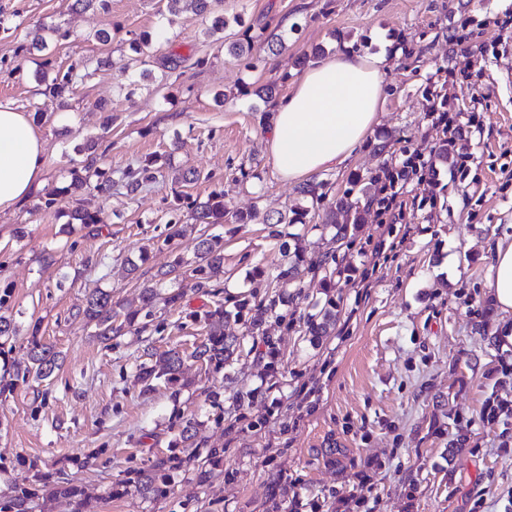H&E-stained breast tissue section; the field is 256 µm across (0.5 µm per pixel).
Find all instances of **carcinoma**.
I'll return each mask as SVG.
<instances>
[{
	"label": "carcinoma",
	"instance_id": "obj_1",
	"mask_svg": "<svg viewBox=\"0 0 512 512\" xmlns=\"http://www.w3.org/2000/svg\"><path fill=\"white\" fill-rule=\"evenodd\" d=\"M187 7L196 14L208 18L210 25L206 35L209 37L219 36L224 39V30L228 27V20L220 8L219 0H166L167 11L173 13L180 7ZM41 29L44 35L35 42V48L39 51L46 49L49 45L60 40H67L71 33L62 28L59 24H43ZM169 41L168 32L159 26L151 31H143L134 34L129 39L130 49L136 54L133 58L135 64L144 65L153 57L155 46ZM90 67L89 60L78 61L70 64L61 72H56L52 79H47L46 74H40L41 81L45 84V92L58 101L59 108H69V99L77 84L88 76ZM82 152L86 158L81 166L70 170L69 184L48 193L41 199L40 207L45 210L52 209L56 204V196L60 194H73L82 189L83 186L95 183L100 191L112 189L111 173L102 169L99 165L101 155L97 154V146L94 143L87 144ZM169 169L173 172L174 180L177 182H190L200 179L201 173L196 170L182 171L174 167L171 157L155 155L137 167H129L122 172L120 181L124 183L127 191L134 193L141 187L156 181L163 175V171ZM190 219L196 224L210 226L214 224H249L256 213H234L228 214L224 209V190H214L202 200L194 199L187 204ZM310 207L302 204L279 214L276 219L278 224H307ZM70 224H102L103 217L98 213L89 212L81 207H75L69 212ZM364 223L363 210L356 203L344 196L335 200L325 215L324 226L335 229L333 240L341 243L348 236L358 231ZM284 263L281 266L276 280L283 285H293L306 270L305 260L299 246H283ZM190 268L192 277L195 279L194 287L204 288L213 280L220 279L224 275V238L219 234H206L200 236L195 258L186 259L182 254L175 253L169 264L165 275L177 277L185 274V268ZM185 296L182 288H164L158 285H146L139 294V304L135 307L114 308L110 292L94 288L86 297V305L83 309L84 317L94 323L96 335L104 340H110L114 336L121 335L125 330L131 329L139 324L143 317L151 316L153 308L158 304L166 307L180 305ZM290 295L285 292H276L260 300H252L248 297L238 301L234 309L227 310L224 303L217 302L213 307L201 314H194V319L204 323L206 336L190 354H185L175 348H170L159 354L155 364H143L139 368L138 377L144 385L145 390L152 391L157 383L163 381L169 385H176L180 382V369L186 357H191L208 366L218 370L224 366L232 357L237 348L241 346L240 340L236 337L224 335V323L234 320L245 326L248 335L258 336L262 334V328L267 319L274 317L283 320L284 315L278 313L282 306L288 305ZM331 308L322 312L310 315L304 321L305 334L317 340L330 333L332 325L336 322V313ZM39 326L32 328L29 339V358L31 367L28 373L34 375L38 380L49 378L59 368V353L54 347L41 340L38 336ZM199 423L187 422L179 435V444L184 448L198 447ZM184 459L178 456H170L160 459L153 465L151 471H138L136 478L130 481L135 490L152 492L155 490L157 473L166 470L179 468ZM55 494L70 500L77 501L84 512H92V504L84 489L78 485L71 484L55 489ZM36 490L28 487H18L13 495L14 512H29L28 505Z\"/></svg>",
	"mask_w": 512,
	"mask_h": 512
}]
</instances>
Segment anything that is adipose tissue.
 Segmentation results:
<instances>
[{
	"instance_id": "adipose-tissue-1",
	"label": "adipose tissue",
	"mask_w": 512,
	"mask_h": 512,
	"mask_svg": "<svg viewBox=\"0 0 512 512\" xmlns=\"http://www.w3.org/2000/svg\"><path fill=\"white\" fill-rule=\"evenodd\" d=\"M383 58L340 51L310 68L271 112L269 147L282 179L304 181L341 165L372 133L383 93ZM45 152L31 113L0 102V213L43 186ZM487 286L512 314V243L498 244Z\"/></svg>"
}]
</instances>
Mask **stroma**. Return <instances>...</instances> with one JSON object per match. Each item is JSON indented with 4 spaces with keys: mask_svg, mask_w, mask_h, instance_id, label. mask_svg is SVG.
Here are the masks:
<instances>
[{
    "mask_svg": "<svg viewBox=\"0 0 512 512\" xmlns=\"http://www.w3.org/2000/svg\"><path fill=\"white\" fill-rule=\"evenodd\" d=\"M223 8L225 37L250 32L252 54H229L206 36L207 19L169 16L164 0H110L106 14L71 12L68 0H0L12 16L11 30L0 29V102L43 115L44 191L68 184L84 159L77 148L90 140L109 171L159 154L201 173L134 193L89 187L47 211L36 195L0 214V290L10 291L4 314L16 329L0 344L10 367L0 391V512H12L11 486L37 480L81 485L95 512H364L349 497L363 478L373 512H512V417L483 416L489 397L512 403V344L500 340L512 316L486 286L497 244L512 241V0H223ZM51 22L70 39L33 50L37 26ZM164 23L172 41L155 57L181 58L177 77L161 91L150 77L128 89L131 32ZM105 27L112 38L102 44L94 35ZM272 33L286 39L281 54L267 51ZM318 44L329 55L387 59L373 133L345 164L315 177L327 200L347 195L366 212L336 253L341 275L329 288L306 275L286 321L268 319L265 340L230 323L240 356L218 370L187 362L190 385L180 394L144 390L137 372L146 350L192 351L206 331L190 315L215 296L184 277L180 307H157L145 331L103 342L79 312L86 292L102 288L123 303L160 279L173 252L193 257L200 225L169 236L175 194L203 199L220 187L232 213L296 204L297 183L275 172L256 90L274 84L287 96L301 77L296 59ZM45 56L55 69L93 61L68 111L42 93L36 63ZM202 57L206 65L196 66ZM433 102L447 123L428 112ZM447 139L455 165L435 184L414 176L401 218L351 182L411 157L431 161ZM78 202L103 223H68ZM323 217L318 205L306 226L221 227L218 297L231 305L264 296L290 236H300L306 259L320 258L333 234ZM147 244L148 263L130 273ZM331 303L336 326L312 341L304 321ZM34 329L61 354L45 380L22 375ZM190 420L203 439L193 452L176 447ZM211 448L224 456L201 483L195 471ZM176 451L185 463L159 491L120 494L131 470Z\"/></svg>",
    "mask_w": 512,
    "mask_h": 512,
    "instance_id": "stroma-1",
    "label": "stroma"
}]
</instances>
